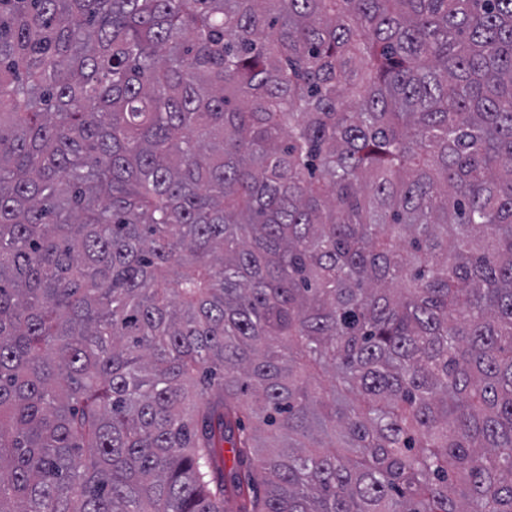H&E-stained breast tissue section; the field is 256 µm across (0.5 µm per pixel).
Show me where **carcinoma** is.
I'll return each mask as SVG.
<instances>
[{"label":"carcinoma","mask_w":512,"mask_h":512,"mask_svg":"<svg viewBox=\"0 0 512 512\" xmlns=\"http://www.w3.org/2000/svg\"><path fill=\"white\" fill-rule=\"evenodd\" d=\"M230 500L512 512V0H0V512Z\"/></svg>","instance_id":"1"}]
</instances>
